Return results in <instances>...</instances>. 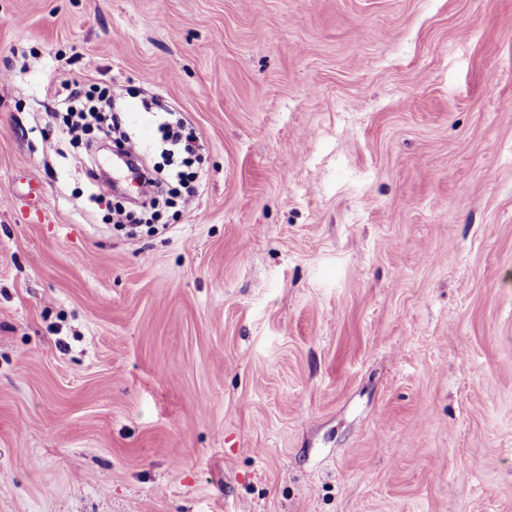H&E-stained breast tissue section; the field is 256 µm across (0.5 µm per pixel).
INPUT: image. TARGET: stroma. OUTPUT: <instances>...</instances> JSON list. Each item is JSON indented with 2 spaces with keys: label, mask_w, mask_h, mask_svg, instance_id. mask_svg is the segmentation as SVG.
Returning <instances> with one entry per match:
<instances>
[{
  "label": "stroma",
  "mask_w": 512,
  "mask_h": 512,
  "mask_svg": "<svg viewBox=\"0 0 512 512\" xmlns=\"http://www.w3.org/2000/svg\"><path fill=\"white\" fill-rule=\"evenodd\" d=\"M6 71L0 512H512V0H0ZM72 80L194 208L90 207ZM81 98L92 99V96L85 90L84 84L78 81L66 82L62 86L61 93L58 92L55 95L57 109L59 111H69ZM146 112H160L162 114L157 123L158 140L161 145L165 146L163 151L169 155H177L181 157V162L170 168L162 175V181L166 183L178 182L184 183L188 177L194 180L195 184L187 188L186 195L182 198L183 207H191L197 197V183L201 178V174L196 172L186 173L182 167H189L193 156L197 149L202 147V143L197 142V137L191 132L186 133V125L180 113H177L171 107L161 105L159 102L154 103L151 107L148 103L144 105ZM191 175V176H190Z\"/></svg>",
  "instance_id": "obj_1"
}]
</instances>
